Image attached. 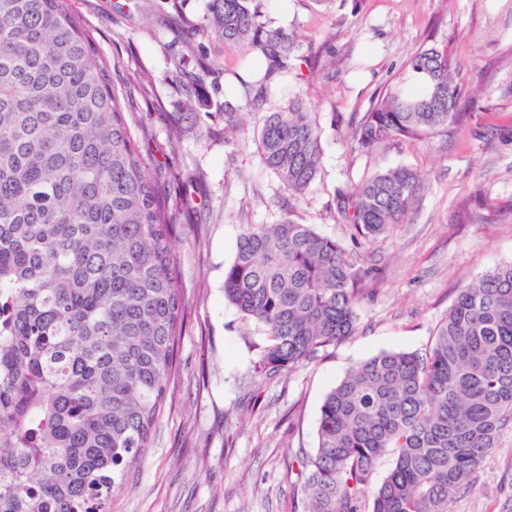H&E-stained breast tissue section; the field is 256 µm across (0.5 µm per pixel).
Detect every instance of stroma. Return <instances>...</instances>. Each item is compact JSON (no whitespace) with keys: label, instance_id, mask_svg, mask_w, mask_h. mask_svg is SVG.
<instances>
[{"label":"stroma","instance_id":"stroma-1","mask_svg":"<svg viewBox=\"0 0 512 512\" xmlns=\"http://www.w3.org/2000/svg\"><path fill=\"white\" fill-rule=\"evenodd\" d=\"M110 59L126 123L159 191L175 210L174 258L183 323L177 370L145 460L111 512H304L302 463L317 447L325 396L360 362L384 351H425L455 297L477 275L512 262V0H259L266 28L298 35L304 66L272 82L262 109L300 97L322 133L320 174L294 201L260 164L253 136L224 130L225 86L240 48L204 32L207 0H70ZM448 47L461 69L462 118L447 134L350 151L358 123L403 76L419 49ZM212 69L195 123L173 131L185 91L167 75ZM400 165L424 176L405 223L360 244L336 220V192ZM340 242L360 268L355 336L324 357L258 374V328L224 298V267L244 223L283 217ZM449 512H512V425Z\"/></svg>","mask_w":512,"mask_h":512}]
</instances>
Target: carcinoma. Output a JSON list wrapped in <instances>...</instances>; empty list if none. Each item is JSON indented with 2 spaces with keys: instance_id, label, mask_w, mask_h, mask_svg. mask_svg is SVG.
<instances>
[{
  "instance_id": "1",
  "label": "carcinoma",
  "mask_w": 512,
  "mask_h": 512,
  "mask_svg": "<svg viewBox=\"0 0 512 512\" xmlns=\"http://www.w3.org/2000/svg\"><path fill=\"white\" fill-rule=\"evenodd\" d=\"M253 0H208L207 20L288 72L298 44L263 30ZM110 61L69 0H0V512H109L151 447L176 368L174 219L131 138ZM260 110L267 79L236 75ZM460 72L426 48L345 138L356 152L422 140L458 115ZM224 103V130L246 132ZM262 165L303 197L322 167L302 99L258 116ZM408 166L336 193L356 241L405 223ZM360 277L310 224H244L224 298L265 336L261 369L290 371L357 330ZM512 424V263L456 290L424 353L382 352L326 395L306 458V512H448ZM391 466L372 476L385 456Z\"/></svg>"
}]
</instances>
